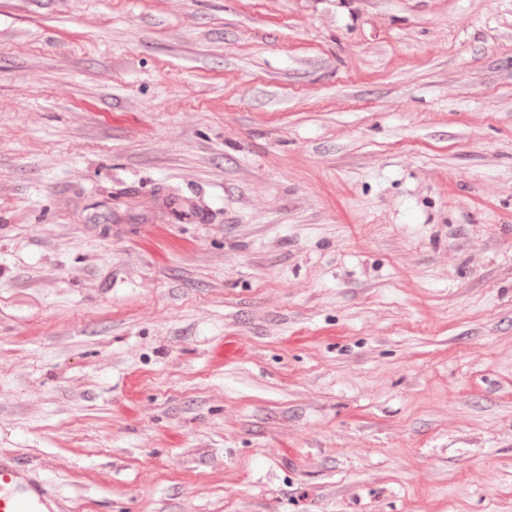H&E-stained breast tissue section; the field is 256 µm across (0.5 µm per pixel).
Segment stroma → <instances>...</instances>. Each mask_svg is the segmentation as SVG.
<instances>
[{
	"instance_id": "35a3bbf8",
	"label": "stroma",
	"mask_w": 512,
	"mask_h": 512,
	"mask_svg": "<svg viewBox=\"0 0 512 512\" xmlns=\"http://www.w3.org/2000/svg\"><path fill=\"white\" fill-rule=\"evenodd\" d=\"M1 451L65 512H512V0H0Z\"/></svg>"
}]
</instances>
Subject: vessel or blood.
Listing matches in <instances>:
<instances>
[{"mask_svg":"<svg viewBox=\"0 0 512 512\" xmlns=\"http://www.w3.org/2000/svg\"><path fill=\"white\" fill-rule=\"evenodd\" d=\"M0 512H63L59 496L9 453H0Z\"/></svg>","mask_w":512,"mask_h":512,"instance_id":"obj_1","label":"vessel or blood"}]
</instances>
